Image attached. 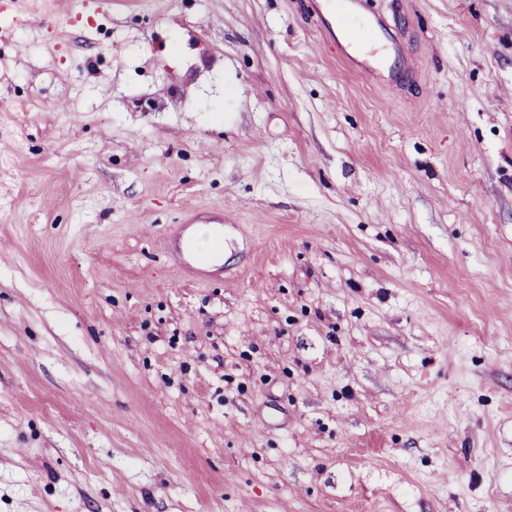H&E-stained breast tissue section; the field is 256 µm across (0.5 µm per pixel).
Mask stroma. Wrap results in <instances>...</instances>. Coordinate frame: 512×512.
Segmentation results:
<instances>
[{"label":"stroma","instance_id":"stroma-1","mask_svg":"<svg viewBox=\"0 0 512 512\" xmlns=\"http://www.w3.org/2000/svg\"><path fill=\"white\" fill-rule=\"evenodd\" d=\"M362 13L0 11V512H512V0ZM382 27L380 18H365L352 23L347 29V37L354 44H367L375 38V29Z\"/></svg>","mask_w":512,"mask_h":512}]
</instances>
